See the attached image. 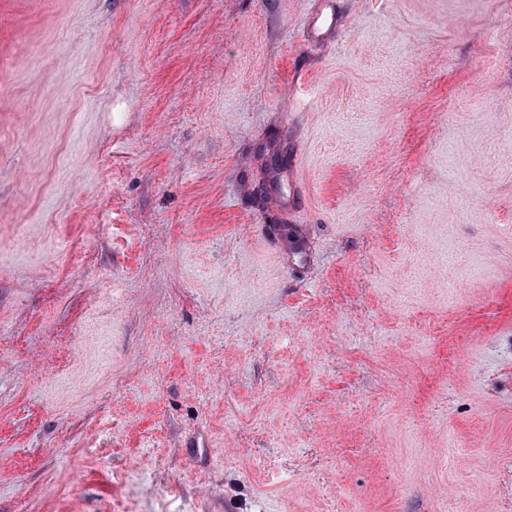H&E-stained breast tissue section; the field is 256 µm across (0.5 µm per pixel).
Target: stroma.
I'll return each mask as SVG.
<instances>
[{
	"label": "stroma",
	"instance_id": "1",
	"mask_svg": "<svg viewBox=\"0 0 512 512\" xmlns=\"http://www.w3.org/2000/svg\"><path fill=\"white\" fill-rule=\"evenodd\" d=\"M0 0V512H512V0Z\"/></svg>",
	"mask_w": 512,
	"mask_h": 512
}]
</instances>
